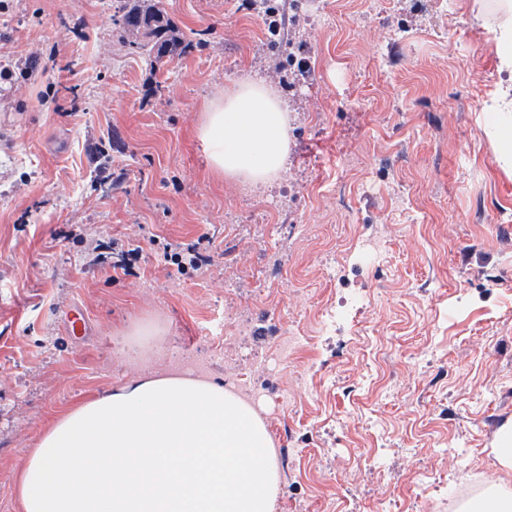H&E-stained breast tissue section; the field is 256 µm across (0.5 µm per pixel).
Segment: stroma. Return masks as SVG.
Instances as JSON below:
<instances>
[{
	"mask_svg": "<svg viewBox=\"0 0 512 512\" xmlns=\"http://www.w3.org/2000/svg\"><path fill=\"white\" fill-rule=\"evenodd\" d=\"M152 2L189 41L155 66L115 29L124 0H0L5 50L58 46L0 100V512L49 418L185 354L263 384L275 512H455L512 435V176L483 130L501 74L475 0H271L307 39L293 85L256 0ZM247 79L289 113L262 188L215 178L195 135ZM203 234L211 267L165 260ZM361 305V300L358 296L351 297L346 300L345 304L339 308L331 307L322 311L321 326L325 332H335L336 325L346 323L355 309Z\"/></svg>",
	"mask_w": 512,
	"mask_h": 512,
	"instance_id": "1",
	"label": "stroma"
}]
</instances>
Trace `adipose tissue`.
Wrapping results in <instances>:
<instances>
[{
    "label": "adipose tissue",
    "instance_id": "adipose-tissue-1",
    "mask_svg": "<svg viewBox=\"0 0 512 512\" xmlns=\"http://www.w3.org/2000/svg\"><path fill=\"white\" fill-rule=\"evenodd\" d=\"M501 70L512 75V0H486ZM484 128L512 170V79ZM289 116L271 89L246 80L208 103L196 135L211 172L254 186L288 157ZM501 484L457 512H512V447L494 451ZM274 443L255 409L223 382L159 370L53 416L14 485L18 512H274Z\"/></svg>",
    "mask_w": 512,
    "mask_h": 512
}]
</instances>
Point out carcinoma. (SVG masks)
<instances>
[{"label":"carcinoma","instance_id":"carcinoma-1","mask_svg":"<svg viewBox=\"0 0 512 512\" xmlns=\"http://www.w3.org/2000/svg\"><path fill=\"white\" fill-rule=\"evenodd\" d=\"M118 29L123 34H141V29H149V36L134 42L136 52L158 64L184 48L182 37L170 26L161 10L156 7L123 6L116 19Z\"/></svg>","mask_w":512,"mask_h":512}]
</instances>
